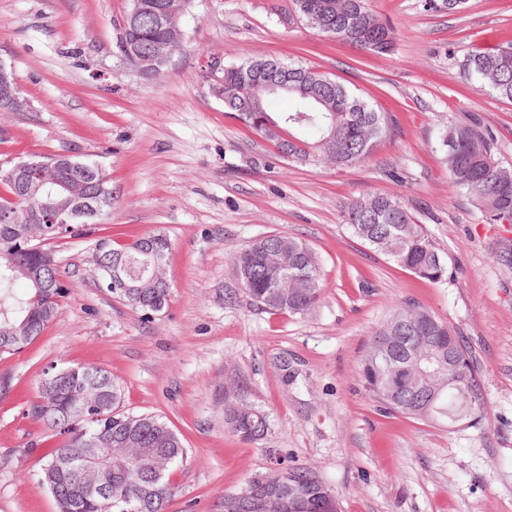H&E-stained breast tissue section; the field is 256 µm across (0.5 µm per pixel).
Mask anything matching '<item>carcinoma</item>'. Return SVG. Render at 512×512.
<instances>
[{
  "label": "carcinoma",
  "mask_w": 512,
  "mask_h": 512,
  "mask_svg": "<svg viewBox=\"0 0 512 512\" xmlns=\"http://www.w3.org/2000/svg\"><path fill=\"white\" fill-rule=\"evenodd\" d=\"M144 13L128 26L130 52L138 57L150 53L158 58L156 69L146 77L158 78L166 68L165 59L179 50L173 28L185 14L180 0H143ZM294 13L315 25L322 34L361 50L386 54L395 33L367 7V0H292ZM461 73L512 102V44L473 50L459 62ZM224 109L259 136L271 142L281 157L306 164L324 159L339 169L366 163L379 143L391 133L392 114L373 106L345 85L319 69L285 63L279 59H255L224 68ZM286 96L294 106L272 115L267 101ZM444 163L454 184L471 199L489 224H512V168L495 163L494 139L475 124H449L442 135ZM346 221L352 232L394 263L417 277L439 282L447 265L421 225L413 222L407 205L400 199L371 195L353 202ZM142 239L110 248L113 254L130 259L129 278L134 285L121 299L141 311L145 318L162 311L169 302L171 287L161 273H153L152 259L139 251ZM53 255L48 247L33 249L17 241L12 225H0V354H14L39 337L56 315L68 294L57 264L46 261ZM287 267L294 260L305 262L309 273L288 280L280 277L270 257ZM244 290L253 305L273 311L305 314L321 299L320 271L314 252L304 242L286 235H268L233 254ZM41 268L43 287L28 282L29 292L17 296L13 284L26 279L19 265ZM436 344L451 348L464 361L469 354L458 336L431 312L407 306L396 310L375 332L361 365L365 390L390 413L415 419L422 414L420 381L408 373L399 382L394 399L384 397L391 367L405 361L409 349L422 354ZM66 383L59 384L49 373L40 381L36 400L28 415L41 422L51 437L60 441L41 458L39 479L52 494L58 512H166L174 495L169 473L184 462L186 451L177 433L152 414L134 415L123 411L122 389L112 373L102 367H68ZM470 387L447 386L437 403L436 420L461 417L466 423L470 398L484 408V395L474 365H469ZM83 385L92 399L103 405L101 418L74 414L73 390ZM226 424L241 438L261 439L268 431L267 416L255 409L231 407ZM93 442L107 448L112 458L133 457L141 477L130 485L112 481L108 497L70 496L72 477L79 464L81 448ZM168 460L163 476H153L159 460ZM289 476L275 471L267 474L272 489L294 492L282 512H324L319 483L308 467H292Z\"/></svg>",
  "instance_id": "obj_1"
}]
</instances>
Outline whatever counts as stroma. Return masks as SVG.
Returning a JSON list of instances; mask_svg holds the SVG:
<instances>
[{
    "mask_svg": "<svg viewBox=\"0 0 512 512\" xmlns=\"http://www.w3.org/2000/svg\"><path fill=\"white\" fill-rule=\"evenodd\" d=\"M397 36L374 55L307 26L290 0H191L185 38L163 74L142 79L119 54L114 21L129 0H0V61L27 106L0 112V162L69 154L112 175L107 223L53 249L69 294L45 332L0 355V512H57L27 416L43 370L85 363L112 372L123 410L163 417L187 457L169 476L166 512H223L253 476L311 468L342 512H512V225L485 223L440 162L451 123L492 134L512 167V103L467 81L458 62L512 42V0H367ZM272 56L312 64L385 104L398 130L364 166L280 158L224 112V69ZM401 198L447 263L422 280L356 237L354 200ZM167 235L168 306L145 318L100 285L97 245ZM280 234L308 244L322 299L309 313L251 304L233 254ZM429 310L461 336L485 407L456 427L380 413L361 361L394 310ZM231 406L269 430L240 439Z\"/></svg>",
    "mask_w": 512,
    "mask_h": 512,
    "instance_id": "stroma-1",
    "label": "stroma"
}]
</instances>
